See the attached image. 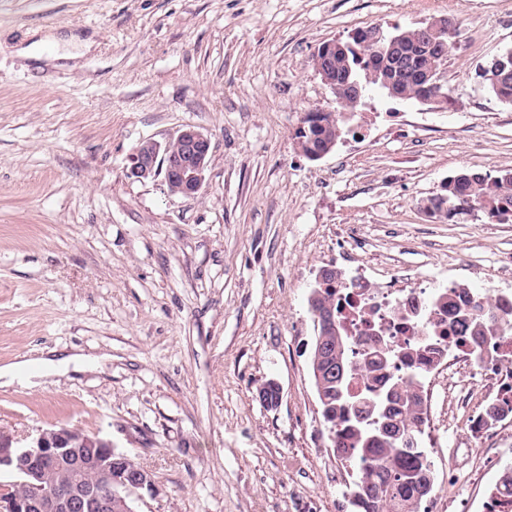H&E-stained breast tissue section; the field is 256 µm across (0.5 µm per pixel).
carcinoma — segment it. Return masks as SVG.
I'll use <instances>...</instances> for the list:
<instances>
[{
	"instance_id": "carcinoma-1",
	"label": "carcinoma",
	"mask_w": 512,
	"mask_h": 512,
	"mask_svg": "<svg viewBox=\"0 0 512 512\" xmlns=\"http://www.w3.org/2000/svg\"><path fill=\"white\" fill-rule=\"evenodd\" d=\"M341 45L343 50L336 54L337 80L348 77L365 82L368 55L362 39L353 38ZM498 76L488 64L476 72L480 83L496 98L511 104L512 86L506 93L499 90ZM343 131L337 117L324 125L309 124L302 134L301 149L306 154L323 150L336 144ZM445 209L456 217L477 210L489 219L504 217L512 222V179H504L502 173L492 177L460 171L448 178L433 203L434 212ZM459 296L458 288H448L424 307L421 326L425 339L420 348L438 351L433 338L445 322L448 330L476 345L496 339L512 324L487 318L479 304L460 305ZM308 305L314 317L317 311L331 308L336 331L330 335L339 336L336 351L345 375L317 392V397L324 422L336 437V455L349 461L354 472L351 512H419L434 488L431 465L419 448L425 426L424 385L417 378L403 381L389 377V366L381 362L371 341L363 343V355L356 358L357 339L341 323L343 304L335 289H326L321 299ZM359 380L379 384L378 396L371 399L349 394V384Z\"/></svg>"
}]
</instances>
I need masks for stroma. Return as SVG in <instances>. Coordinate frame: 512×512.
<instances>
[{
	"label": "stroma",
	"mask_w": 512,
	"mask_h": 512,
	"mask_svg": "<svg viewBox=\"0 0 512 512\" xmlns=\"http://www.w3.org/2000/svg\"><path fill=\"white\" fill-rule=\"evenodd\" d=\"M458 23L447 108L370 88L324 158L295 131L336 95L312 54L355 31ZM91 38L57 66L17 54L32 30ZM512 49V0H0V366L41 349L110 360L36 390L0 388V434L110 440L158 488L139 512H349L308 367V298L345 275L499 287L512 223L424 213L463 169L512 170V104L476 72ZM211 138L194 198L126 176L144 140ZM466 271L449 275L448 261ZM282 387L277 407L258 388ZM440 404L422 512H480L512 439H478L482 384Z\"/></svg>",
	"instance_id": "1"
}]
</instances>
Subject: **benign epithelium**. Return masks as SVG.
<instances>
[{
    "label": "benign epithelium",
    "mask_w": 512,
    "mask_h": 512,
    "mask_svg": "<svg viewBox=\"0 0 512 512\" xmlns=\"http://www.w3.org/2000/svg\"><path fill=\"white\" fill-rule=\"evenodd\" d=\"M458 31L454 19L444 16L425 22L416 28L418 47L428 53L448 58V40ZM366 43L374 53L368 73L394 95V72L411 65L400 36L392 35L376 25L366 32ZM342 49L335 40L320 44L312 56L313 69L322 82L333 91H341L340 103L357 106L361 99L358 84H339L336 79V51ZM420 93L417 102L441 109L448 105L446 66L436 65L414 73ZM211 152V138L202 129L186 125L163 141H143L133 153L126 176L135 181L162 178L172 195L194 197L206 182ZM333 266L319 270L318 288L313 298L323 295V289L336 285ZM316 381L344 375L340 357L318 340L315 350ZM259 401L273 407L281 400V388L269 381L257 391ZM64 471L60 481L56 474ZM12 480L0 482V512H138L136 502L142 492L152 495L156 485L151 473L118 452L112 442L89 438L77 428L61 426L39 429L22 446H12L0 436V474Z\"/></svg>",
    "instance_id": "obj_1"
}]
</instances>
